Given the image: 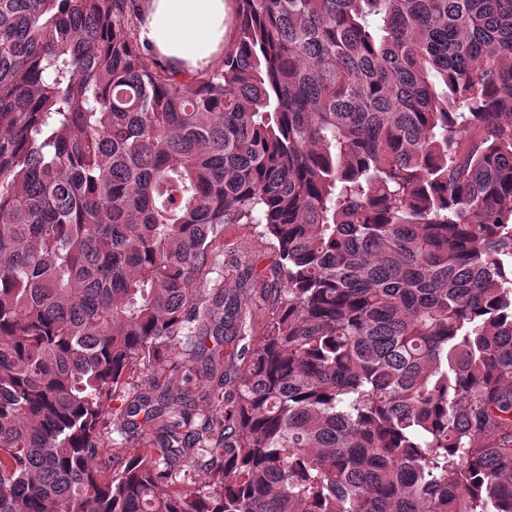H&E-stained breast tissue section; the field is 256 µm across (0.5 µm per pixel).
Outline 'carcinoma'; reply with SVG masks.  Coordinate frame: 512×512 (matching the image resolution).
<instances>
[{"label":"carcinoma","instance_id":"1","mask_svg":"<svg viewBox=\"0 0 512 512\" xmlns=\"http://www.w3.org/2000/svg\"><path fill=\"white\" fill-rule=\"evenodd\" d=\"M132 2L0 0V512H512V0ZM226 0H136L137 35L180 78L221 64ZM276 262L272 246L242 224L224 225V263L234 274L251 272L254 288H263ZM260 280V281H259Z\"/></svg>","mask_w":512,"mask_h":512}]
</instances>
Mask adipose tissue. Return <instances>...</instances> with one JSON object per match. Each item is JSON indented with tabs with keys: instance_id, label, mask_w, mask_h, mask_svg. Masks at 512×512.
Listing matches in <instances>:
<instances>
[{
	"instance_id": "obj_1",
	"label": "adipose tissue",
	"mask_w": 512,
	"mask_h": 512,
	"mask_svg": "<svg viewBox=\"0 0 512 512\" xmlns=\"http://www.w3.org/2000/svg\"><path fill=\"white\" fill-rule=\"evenodd\" d=\"M137 35L154 56L184 78L224 56L226 0H136Z\"/></svg>"
}]
</instances>
